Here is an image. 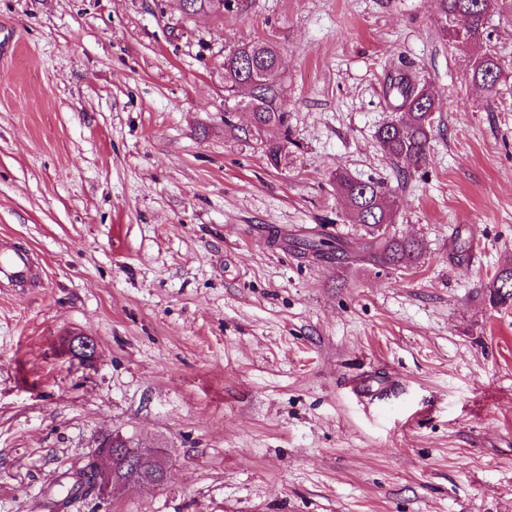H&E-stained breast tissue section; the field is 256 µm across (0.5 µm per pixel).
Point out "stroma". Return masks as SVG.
Instances as JSON below:
<instances>
[{"label":"stroma","mask_w":512,"mask_h":512,"mask_svg":"<svg viewBox=\"0 0 512 512\" xmlns=\"http://www.w3.org/2000/svg\"><path fill=\"white\" fill-rule=\"evenodd\" d=\"M440 21L437 0H0V251L34 261L0 285V512H50L111 433L162 449L168 483L67 512H512V303L486 290L512 266V18L492 93ZM257 37L284 52L282 170L224 127V46ZM400 69L436 98L406 176L375 139ZM339 168L398 197L416 263L268 244L353 238ZM68 347L72 355L82 362H91L97 352L94 339L82 334L72 336L69 340Z\"/></svg>","instance_id":"1"}]
</instances>
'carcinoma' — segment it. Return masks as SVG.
I'll use <instances>...</instances> for the list:
<instances>
[{"mask_svg":"<svg viewBox=\"0 0 512 512\" xmlns=\"http://www.w3.org/2000/svg\"><path fill=\"white\" fill-rule=\"evenodd\" d=\"M443 19L441 32L445 36L475 45L489 37V23L494 14L502 11L507 0H438ZM224 80V100L231 103L224 113V125L232 126L229 113L237 110L241 99L254 112L249 131L259 137L264 155L275 168L288 165L290 130L285 90L280 78L283 71L279 45L266 39H253L232 45L224 50L221 62ZM503 67L497 54L485 50L477 58L472 81L493 91ZM388 92L395 104L392 111L398 116L384 122L375 133L382 149L407 174L427 162L430 136L434 125L432 94L427 83L407 73L389 78ZM336 195L342 200L347 214L362 231L358 244L368 262L382 267H407L418 260L419 244L400 239L388 231L398 198L379 180H362L344 171L334 177ZM304 257L336 260L348 258L350 243L319 235L292 241ZM489 300L494 305L512 302V266L499 270L486 285Z\"/></svg>","mask_w":512,"mask_h":512,"instance_id":"carcinoma-1","label":"carcinoma"}]
</instances>
